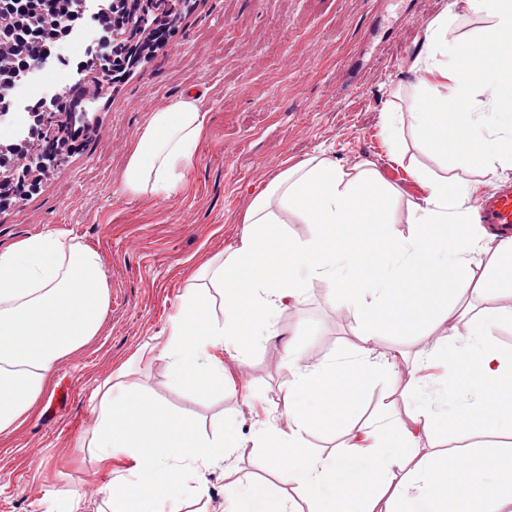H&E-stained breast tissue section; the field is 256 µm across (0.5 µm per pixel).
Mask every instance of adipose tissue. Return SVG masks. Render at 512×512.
<instances>
[{
	"mask_svg": "<svg viewBox=\"0 0 512 512\" xmlns=\"http://www.w3.org/2000/svg\"><path fill=\"white\" fill-rule=\"evenodd\" d=\"M468 13L488 26L474 38L454 36ZM411 69L420 87L412 99L417 149L455 169L480 167L489 184L511 175L512 0H452L426 26ZM206 128L193 96L152 112L126 166V191L181 187ZM411 175L420 201L408 221L417 231L402 238L389 229L400 192L372 163L345 167L317 155L280 171L245 211L235 247L201 265L198 286L178 296L160 354L201 395L223 382L225 359L243 361L247 338L301 301L310 278H326L361 321L359 356L348 366H310L290 353L287 425L263 421L256 430L270 468L315 512H512V448L417 452L440 424L512 432V353L493 341L495 311L486 305L512 301V242L470 223L474 185ZM284 211L312 225L307 240L271 234ZM103 267L98 250L50 232L0 250V434L30 417L58 363L97 336L109 302ZM208 286L224 293V320L212 315ZM426 325L441 339L406 369V419L357 428L348 454L312 455L304 436L339 398L337 380L355 399L373 378L397 374L396 355L375 353L376 336L389 327L416 335ZM435 363L448 377L431 402L420 374Z\"/></svg>",
	"mask_w": 512,
	"mask_h": 512,
	"instance_id": "ef3b65f1",
	"label": "adipose tissue"
}]
</instances>
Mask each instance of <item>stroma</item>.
Returning a JSON list of instances; mask_svg holds the SVG:
<instances>
[{
    "label": "stroma",
    "instance_id": "obj_1",
    "mask_svg": "<svg viewBox=\"0 0 512 512\" xmlns=\"http://www.w3.org/2000/svg\"><path fill=\"white\" fill-rule=\"evenodd\" d=\"M448 0H188L168 45L105 86L87 105L95 125L51 178L0 213V248L54 231L100 251L109 285L102 328L86 347L60 362L52 386L68 380L71 401L46 423L48 401L16 432L0 436V512H102L90 480L121 483L133 461L119 454L104 467L87 443L97 423V389L119 367L169 408L215 436L223 417L237 428L229 460L189 480L193 498L181 512H210L227 485L260 486L312 512L293 485L268 469L254 442L258 421L285 426L276 412L291 378L289 350L315 362L356 358L359 321L331 284L313 279L302 300L279 310L277 336L255 337L245 364L226 361L224 388L191 397L176 383L167 358L134 359L145 345L162 346L176 298L205 259L237 243L251 200L282 169L322 154L343 166L368 161L405 196L391 207L393 228L411 236L409 199L418 187L390 159L394 143L382 116L397 115L399 143L415 165L445 174L444 164L414 146L410 104L417 76L409 63L426 24ZM198 97L207 114L184 187L134 196L124 170L151 112L175 97ZM396 382L366 385L345 422L327 418L306 443L322 455L346 453L352 431L372 420L393 424L405 404ZM469 446L512 447V435L458 433L437 427L422 453Z\"/></svg>",
    "mask_w": 512,
    "mask_h": 512
}]
</instances>
